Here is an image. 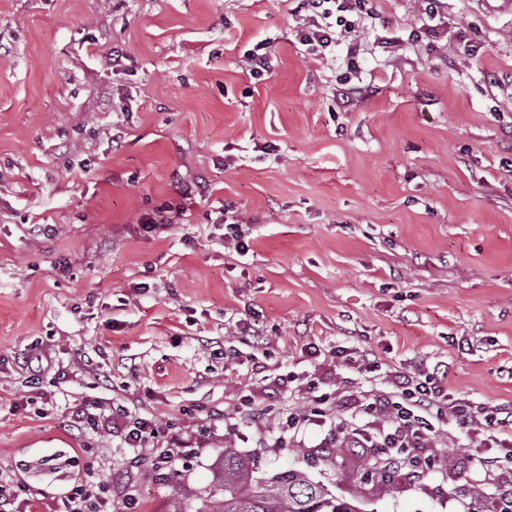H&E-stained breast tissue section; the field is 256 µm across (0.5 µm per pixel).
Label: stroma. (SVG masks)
<instances>
[{
    "instance_id": "stroma-1",
    "label": "stroma",
    "mask_w": 512,
    "mask_h": 512,
    "mask_svg": "<svg viewBox=\"0 0 512 512\" xmlns=\"http://www.w3.org/2000/svg\"><path fill=\"white\" fill-rule=\"evenodd\" d=\"M370 7L351 61L341 44L305 58L285 0H0V470L35 500L60 503L88 444L114 500L132 483L138 512H172L229 444L361 512L512 502V469L456 422L393 472L328 421L285 424L318 391L376 433L360 392L420 362L512 412V13L444 0L432 40L415 0ZM461 32L476 57L457 55ZM263 40L277 62L253 79L242 58ZM161 207L170 225L147 228ZM79 404L156 417L176 473L132 460L120 432L85 439Z\"/></svg>"
}]
</instances>
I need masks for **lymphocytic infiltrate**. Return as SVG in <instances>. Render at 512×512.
<instances>
[{"instance_id":"1","label":"lymphocytic infiltrate","mask_w":512,"mask_h":512,"mask_svg":"<svg viewBox=\"0 0 512 512\" xmlns=\"http://www.w3.org/2000/svg\"><path fill=\"white\" fill-rule=\"evenodd\" d=\"M289 14L296 39L309 55L324 56L338 37L346 39L348 56H358L363 44L358 36L367 13V0H289ZM439 367L419 364L409 374L400 376L395 391L378 388L366 390L365 408L382 412L389 423L380 441H373L346 420H337L336 436L351 448H421L448 420L467 430L482 426L487 440L498 442L500 436H512V418L496 412L475 409L450 397L439 377ZM123 445L134 455L148 454L157 468H175L179 454L171 448H156L152 442L159 434L155 419L137 417L123 423ZM62 512H110L112 497L101 476L91 468L83 469L73 487L62 499Z\"/></svg>"}]
</instances>
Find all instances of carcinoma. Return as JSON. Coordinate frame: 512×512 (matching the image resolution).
Here are the masks:
<instances>
[{
	"label": "carcinoma",
	"mask_w": 512,
	"mask_h": 512,
	"mask_svg": "<svg viewBox=\"0 0 512 512\" xmlns=\"http://www.w3.org/2000/svg\"><path fill=\"white\" fill-rule=\"evenodd\" d=\"M195 512H358L291 468L269 477L254 475L248 458L230 445L222 449L210 487L196 496Z\"/></svg>",
	"instance_id": "carcinoma-1"
}]
</instances>
